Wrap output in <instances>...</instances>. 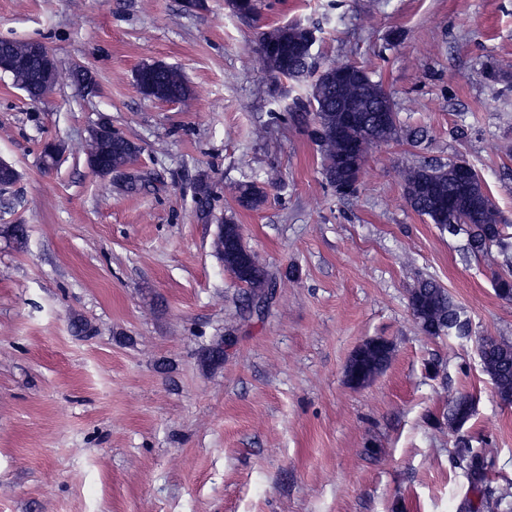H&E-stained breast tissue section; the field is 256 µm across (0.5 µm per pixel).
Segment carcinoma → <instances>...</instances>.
<instances>
[{
  "mask_svg": "<svg viewBox=\"0 0 512 512\" xmlns=\"http://www.w3.org/2000/svg\"><path fill=\"white\" fill-rule=\"evenodd\" d=\"M30 43L10 39H0V55L10 54L29 58L28 70L20 76L27 84L30 98L38 99L50 91V86L43 83L41 73L43 61L38 57L29 56ZM142 92L147 96L166 94L169 97L185 102L191 97V90L182 73L170 66H159L150 69L144 77ZM382 103L389 111H394L390 97L384 96L381 85L373 82H351L338 87L322 78L312 84L309 97L297 98L293 101L296 111L307 112L314 109V126L311 136L320 148L324 164L336 162L342 154L344 145L336 140L333 126L336 123L338 109L350 104L365 110L364 127L356 130L361 142L372 144L374 141L391 140L398 134V125L389 128L374 123L370 109ZM112 158V168L101 173L102 178L112 176L122 166L130 148L128 141L119 133L112 134L108 143ZM476 184L472 195L462 197L455 181L453 164L411 166L406 170L404 185L405 199L412 209L429 218L439 230L450 236L463 234L466 236L467 251L478 257L496 247L502 253L512 248L505 225L498 210L493 205L480 176H475ZM236 200L246 210H259L268 201L266 189L254 182L241 183L236 187ZM228 246L224 250V261L232 267L241 262L248 266L247 288L256 292L268 284L267 269L257 256L244 244L239 232L233 231L227 237ZM495 293L502 299L512 301V272L496 273L493 277ZM410 302L414 304L420 319L421 329L430 336L446 334L450 337L462 338L470 335L464 313L453 301L448 291L441 288L431 279L420 280L411 291ZM484 354V368L490 376L500 400L512 404V343L485 336L480 340ZM474 406L473 399L464 396L448 403L445 419L453 426L463 415L465 409ZM456 464L471 474H477L480 466L479 455L470 448L469 441L460 439L455 444Z\"/></svg>",
  "mask_w": 512,
  "mask_h": 512,
  "instance_id": "obj_1",
  "label": "carcinoma"
}]
</instances>
